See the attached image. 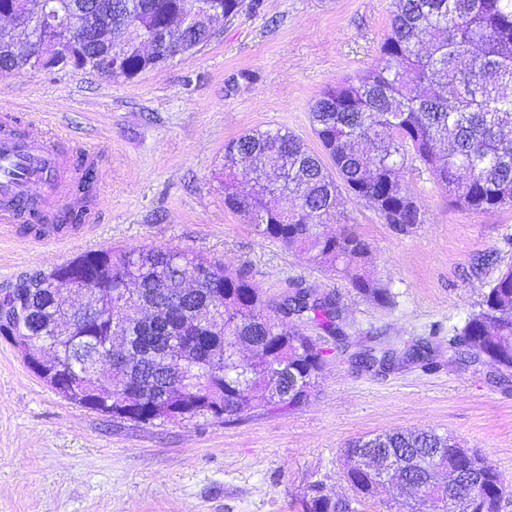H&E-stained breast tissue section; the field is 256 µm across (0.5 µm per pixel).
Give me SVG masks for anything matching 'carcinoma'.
I'll use <instances>...</instances> for the list:
<instances>
[{
    "mask_svg": "<svg viewBox=\"0 0 512 512\" xmlns=\"http://www.w3.org/2000/svg\"><path fill=\"white\" fill-rule=\"evenodd\" d=\"M24 19L45 11L73 28L88 14L112 27L88 36L73 69L103 70L110 53L126 54L112 73L128 81L147 71L138 43L165 37L190 56L212 36L204 20L178 29L191 13L187 0H0V11ZM38 64L16 48V34L0 31V73ZM309 121L330 164L309 151L286 128L254 129L224 146L221 184L224 205L243 214L256 233L308 256L314 265L349 283L379 306L392 293L369 268L370 250L351 231L330 234L339 187L368 201L386 223L404 228L424 221V212L400 170L424 169L457 207L488 211L512 206V0H395L390 28L375 63L325 89L309 109ZM291 199L288 208L280 205ZM104 267L112 296L88 321L86 335L68 336L61 321L57 289L36 274L0 305L25 303L20 350L40 345L67 371L89 365L109 352L112 340L125 343V367L112 374V402L139 390L150 422L174 420L170 405L186 391L201 402L190 418L237 417L265 395L273 409H294L305 400L326 363L324 337L347 352L345 317L339 299L303 281L288 282L281 299H269L244 273H229L220 260L189 249H101L82 254L50 272L71 284L74 267ZM204 273L191 280L190 273ZM142 308L157 317L147 320ZM209 314L223 326L215 336L195 324ZM312 324L325 336L314 338ZM448 350L474 365L487 361L512 370V267L499 274L478 308L448 337ZM432 341L421 337L399 349L380 340L353 354L374 373L399 369L432 356ZM458 441L434 429L396 430L358 437L344 448L349 498L310 486L303 512H359L358 505L381 488L379 475L392 459L404 499L396 512H421L448 496V483L423 479L429 471L459 479V501L448 512H499L509 488L496 466L471 449L458 454Z\"/></svg>",
    "mask_w": 512,
    "mask_h": 512,
    "instance_id": "cac0c4a2",
    "label": "carcinoma"
}]
</instances>
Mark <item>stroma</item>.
I'll list each match as a JSON object with an SVG mask.
<instances>
[{
	"mask_svg": "<svg viewBox=\"0 0 512 512\" xmlns=\"http://www.w3.org/2000/svg\"><path fill=\"white\" fill-rule=\"evenodd\" d=\"M393 11L394 0H254L214 22V38L191 57L131 81L67 69L0 75V107L102 153L90 197L100 219L78 239L56 245L0 227V297L89 251L181 247L247 271L273 297L291 279L335 294L358 340L402 346L462 326L512 264V207L452 206L427 172L408 167L402 176L425 221L398 232L341 192L326 229L347 227L369 243L372 269L393 294L381 308L224 206L225 144L282 126L321 153L310 105L371 67ZM399 428L453 435L512 486V375L449 360L444 350L434 364L382 375L329 357L292 410L137 424L56 393L0 336V512H302L317 481L352 496L342 476L346 442Z\"/></svg>",
	"mask_w": 512,
	"mask_h": 512,
	"instance_id": "35a3bbf8",
	"label": "stroma"
}]
</instances>
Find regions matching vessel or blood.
<instances>
[{
  "instance_id": "b4317fda",
  "label": "vessel or blood",
  "mask_w": 512,
  "mask_h": 512,
  "mask_svg": "<svg viewBox=\"0 0 512 512\" xmlns=\"http://www.w3.org/2000/svg\"><path fill=\"white\" fill-rule=\"evenodd\" d=\"M82 168L70 163V153L61 147L56 133L42 124L22 125L11 112L0 113V225L14 227L30 222L32 216L23 205L32 185L47 186V208L79 210L85 222L97 219L94 206L72 192ZM81 225L45 224L39 230L42 239L58 244L78 236Z\"/></svg>"
}]
</instances>
